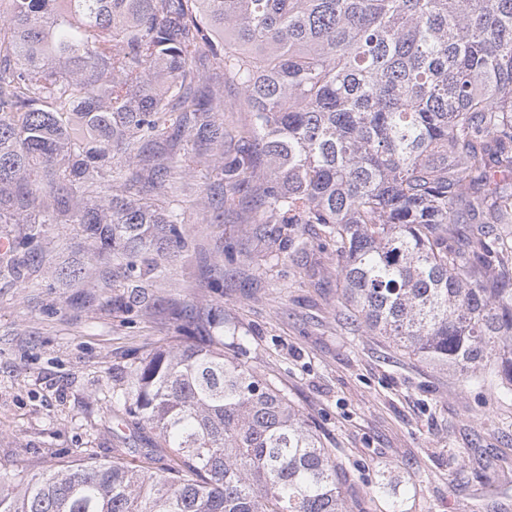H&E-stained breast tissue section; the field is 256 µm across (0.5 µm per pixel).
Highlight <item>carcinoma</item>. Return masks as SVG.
Segmentation results:
<instances>
[{"label":"carcinoma","mask_w":512,"mask_h":512,"mask_svg":"<svg viewBox=\"0 0 512 512\" xmlns=\"http://www.w3.org/2000/svg\"><path fill=\"white\" fill-rule=\"evenodd\" d=\"M228 82L251 113L230 158ZM202 162L201 210L258 184L267 223L323 227L351 323L512 397V0H0L9 277L40 268L45 224L152 274L182 212L150 198ZM111 404L155 432L141 464L1 481L0 512H348L286 395L204 335Z\"/></svg>","instance_id":"carcinoma-1"}]
</instances>
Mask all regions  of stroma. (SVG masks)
<instances>
[{
	"label": "stroma",
	"instance_id": "stroma-1",
	"mask_svg": "<svg viewBox=\"0 0 512 512\" xmlns=\"http://www.w3.org/2000/svg\"><path fill=\"white\" fill-rule=\"evenodd\" d=\"M215 179L205 163L175 171L185 246L158 253L150 279L91 288L58 277L112 264L77 225L55 224L40 273L0 280V477L18 484L79 458L107 463L118 448L138 463L156 437L118 426L105 394L216 312V341L287 396L342 472L353 512H512V401L351 330L319 225L296 228L306 253L276 249L254 187L201 214Z\"/></svg>",
	"mask_w": 512,
	"mask_h": 512
}]
</instances>
